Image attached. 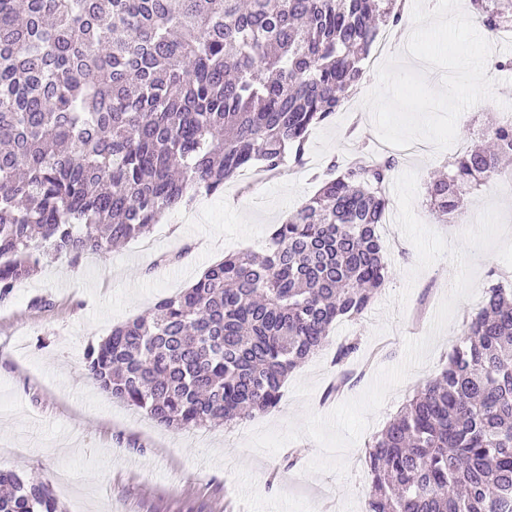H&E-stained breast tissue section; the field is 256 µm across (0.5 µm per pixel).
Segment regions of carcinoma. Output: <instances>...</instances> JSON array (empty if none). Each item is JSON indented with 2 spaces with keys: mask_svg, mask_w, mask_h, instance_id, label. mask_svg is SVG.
Segmentation results:
<instances>
[{
  "mask_svg": "<svg viewBox=\"0 0 512 512\" xmlns=\"http://www.w3.org/2000/svg\"><path fill=\"white\" fill-rule=\"evenodd\" d=\"M487 36L512 0H470ZM397 0H0V301L257 164L303 161L309 130L366 78ZM466 147L428 186L442 221L512 156ZM331 162L272 231L88 348L112 398L167 428L229 427L280 403L285 379L358 320L391 275L378 235L397 159ZM489 285L458 343L367 443L366 512H512V289ZM0 512H63L49 479L0 471Z\"/></svg>",
  "mask_w": 512,
  "mask_h": 512,
  "instance_id": "carcinoma-1",
  "label": "carcinoma"
}]
</instances>
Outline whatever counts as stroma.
Returning a JSON list of instances; mask_svg holds the SVG:
<instances>
[{"mask_svg": "<svg viewBox=\"0 0 512 512\" xmlns=\"http://www.w3.org/2000/svg\"><path fill=\"white\" fill-rule=\"evenodd\" d=\"M486 71L495 81L494 96L462 113L456 147L484 143L492 120L512 104V70L490 65ZM380 143L362 96H355L331 122L311 130L305 167H287L245 197L237 196L236 182H227L222 192L205 196L195 220L171 211L146 237L75 263L64 256L45 262L37 276L14 288L0 302V469L48 478L65 512H364L370 493L363 466L367 442L443 369L464 315L481 305L489 269L503 266L495 254L475 255L474 297L459 302L426 362L391 391L359 441L344 452L343 478L306 473L322 454L309 437L290 442L298 455L290 470L280 469V455L252 449L248 438L261 428L301 423L309 410L329 414L373 382L375 371L360 366L374 350L382 352L379 367H391L403 360L406 339L428 332L450 291L454 267L441 259L415 272L417 252L396 222L379 226L393 268L390 279L362 318L333 324L326 348L289 374L279 405L269 413L230 429H167L98 388L85 370L84 354L114 326L185 288L196 270L238 251L263 252L274 225L316 192L312 177L329 160L344 163ZM392 153L398 171L417 172L415 214L451 244H458L488 202L512 210V189L493 180L471 195L463 221L441 222L429 208L426 187L443 171L448 151L416 155L396 147ZM404 290L409 297L401 306L395 298ZM352 336L359 349L343 367L351 387L328 396L338 369L332 358Z\"/></svg>", "mask_w": 512, "mask_h": 512, "instance_id": "1", "label": "stroma"}]
</instances>
